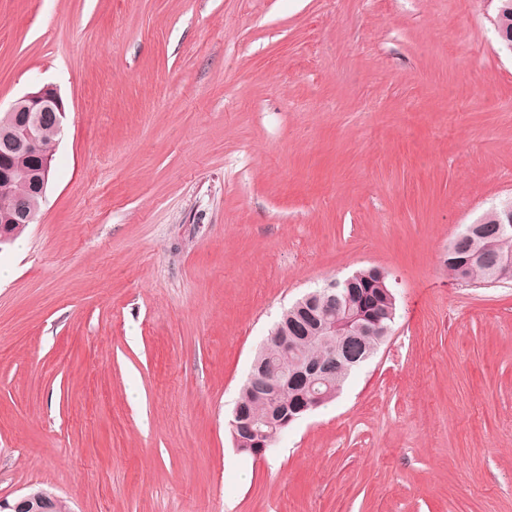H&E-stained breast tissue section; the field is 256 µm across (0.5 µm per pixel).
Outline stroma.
Returning a JSON list of instances; mask_svg holds the SVG:
<instances>
[{"instance_id":"obj_1","label":"stroma","mask_w":512,"mask_h":512,"mask_svg":"<svg viewBox=\"0 0 512 512\" xmlns=\"http://www.w3.org/2000/svg\"><path fill=\"white\" fill-rule=\"evenodd\" d=\"M497 0H0V113L50 85L0 251V499L72 512H512V285L440 263L512 197ZM379 265L397 317L264 457L228 420L282 309ZM64 114L63 101L51 86H43L25 94L7 112L0 113V182L11 180L12 163L27 158L36 160V167L29 173L27 192L20 196L12 211L6 212L11 208L15 195L26 185L30 164L18 163L14 180L0 184V210L5 211L2 215L0 213L1 249L11 242L15 232L14 224H26L15 234L16 239L32 223L37 200L43 201L46 197L52 163L63 132ZM48 127L54 129L60 137L44 146L43 135ZM58 497L53 493L43 490L41 493L32 495L26 493L25 495L9 502L5 499H0L1 512H25V511H50L56 503ZM32 501L36 503L39 510H33L34 506Z\"/></svg>"}]
</instances>
